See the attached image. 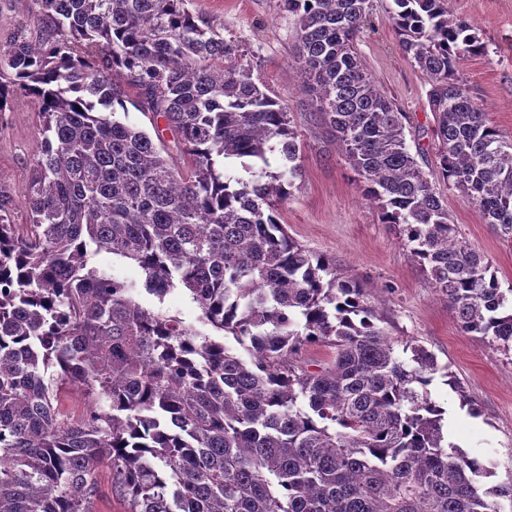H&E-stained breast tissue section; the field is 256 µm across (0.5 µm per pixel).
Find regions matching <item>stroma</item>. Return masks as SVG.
Instances as JSON below:
<instances>
[{"label": "stroma", "instance_id": "35a3bbf8", "mask_svg": "<svg viewBox=\"0 0 512 512\" xmlns=\"http://www.w3.org/2000/svg\"><path fill=\"white\" fill-rule=\"evenodd\" d=\"M368 23L357 48L377 86L407 114L406 145L424 171L436 164L438 141L428 93L429 78L399 48L393 0H369ZM225 39L243 51L253 75L287 106L299 137L300 172L281 208L289 234L309 251L333 260L339 273L359 281L396 340L413 339L433 352L460 383L478 412L470 414L456 393L435 378L432 400L447 408L449 441L512 475V351L463 332L448 301L403 246L399 228L379 220L363 197L334 137L312 108L293 63L296 19L279 0H186ZM31 0H0V48L16 35L36 40ZM450 15L466 19L486 47L464 58L459 76L471 99L504 136L512 139V0H448ZM37 106L13 99L0 112V189L10 198L11 221H28L26 194L37 136ZM461 237L493 264L502 289L512 288V239L486 223L459 191L438 184Z\"/></svg>", "mask_w": 512, "mask_h": 512}]
</instances>
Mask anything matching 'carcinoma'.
Returning <instances> with one entry per match:
<instances>
[{"instance_id": "obj_1", "label": "carcinoma", "mask_w": 512, "mask_h": 512, "mask_svg": "<svg viewBox=\"0 0 512 512\" xmlns=\"http://www.w3.org/2000/svg\"><path fill=\"white\" fill-rule=\"evenodd\" d=\"M393 2L400 49L431 81L432 174L358 52L369 0H280L296 69L460 328L510 351L512 302L436 188L512 238V143L457 77L485 46L447 0ZM32 3L39 40L0 50V112L23 94L39 117L24 233L0 193V512H96L105 468L123 512H512V477L489 483L445 439L428 386L439 373L456 389L448 366L397 349L364 288L280 223L298 133L238 46L184 0ZM130 88L177 135L185 174L128 122ZM232 162L251 179L224 176ZM102 251L140 283L91 265ZM175 289L249 358L139 302ZM315 345L334 348L326 365L294 362ZM70 387L79 415L59 407Z\"/></svg>"}]
</instances>
